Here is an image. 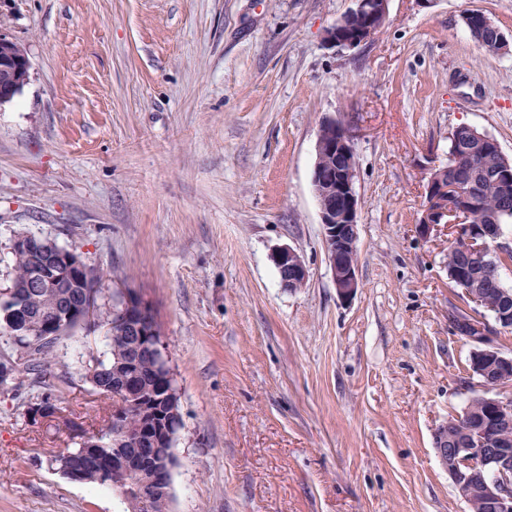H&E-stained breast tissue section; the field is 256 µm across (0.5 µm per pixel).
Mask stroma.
I'll return each instance as SVG.
<instances>
[{"instance_id":"stroma-1","label":"stroma","mask_w":512,"mask_h":512,"mask_svg":"<svg viewBox=\"0 0 512 512\" xmlns=\"http://www.w3.org/2000/svg\"><path fill=\"white\" fill-rule=\"evenodd\" d=\"M352 0H0L30 77L0 105V256L25 231L72 245L149 301L179 394L170 512H470L435 436L482 393L447 232L421 236L427 170L465 125L512 159V0H389L336 52ZM353 119L355 298L333 284L312 186L325 118ZM303 258L282 288L272 255ZM105 327L0 386V512H127L56 458L112 414L83 369ZM51 383L60 417L28 407ZM354 7L351 8L348 15H358L357 17L347 18L345 23L343 17L336 22V26L330 30L327 35V43L330 47L336 48L337 51L352 50L358 48L364 43L374 39L386 25L388 21V0H352ZM372 1L379 3L377 7H373ZM366 17L364 27L356 36H345L341 28L346 24V28L353 29L361 24ZM379 20L376 22V20ZM474 14V12H468L466 13L462 20L464 25L469 30L471 36L475 41H477L482 47H484L488 51H508L510 46L509 39L503 34V32L500 31L498 27H493L494 31V37L496 43L493 40V37L491 34H489V28L486 26L484 22H481L478 19L472 18L470 15ZM282 288H302L308 279V270L302 257L294 249L283 247L273 256Z\"/></svg>"}]
</instances>
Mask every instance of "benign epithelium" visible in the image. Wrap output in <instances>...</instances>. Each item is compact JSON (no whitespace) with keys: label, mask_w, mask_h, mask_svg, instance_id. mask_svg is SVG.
<instances>
[{"label":"benign epithelium","mask_w":512,"mask_h":512,"mask_svg":"<svg viewBox=\"0 0 512 512\" xmlns=\"http://www.w3.org/2000/svg\"><path fill=\"white\" fill-rule=\"evenodd\" d=\"M350 15L366 18L356 36H346L339 20L327 35L329 46L338 51L352 50L374 39L388 21V0H353ZM0 71L7 73L0 82V106L10 102L29 79L30 62L26 52L12 39L0 33ZM355 127L334 118L325 119L320 126L316 144V160L312 186L319 205L322 236L338 298L353 299L359 288L358 279V197L355 192L356 169L346 166L345 157L354 152ZM495 144L485 133L470 130L464 144L457 145L450 159L484 154ZM447 164L432 166L423 184L424 205L418 221L424 237L444 227L451 231L456 244L472 261L473 272L456 271L450 280L463 290L470 304L460 319L462 333L472 343L470 365L473 374L481 379L484 414L469 418L468 414L448 418V424L438 430L436 451L443 467L453 480L458 493L466 500L479 497L486 512H512V398L490 395V392L512 384V358L504 356L494 344V336L512 321L508 311L509 289H502L501 312L489 322L482 311L487 302L483 292V271L479 265L489 255L502 256L509 248L499 243L500 231L492 225L473 223L469 199L477 195L481 180L490 179L504 189L512 188V167L505 163L481 172L465 167L456 171V180H445ZM12 249L29 253L32 261L30 280L42 288H52L63 279L83 282L91 277L93 266L82 253L72 249L67 255L55 253L48 236L21 232L14 236ZM280 284L296 290L308 279L302 257L294 249L283 247L273 256ZM150 304L142 297L122 293L121 310L115 314L114 325L124 336L137 337L140 344L155 354L157 367L169 370L162 339L153 336L148 328ZM99 321L98 304L93 294L83 292L77 302L66 305L47 318L39 319L33 338L36 345L45 344L72 322ZM131 431L122 429V436L113 440L109 470L99 472L97 479L126 494L130 512H143L160 497L169 493V481L164 471L151 462L149 449L132 452L123 447ZM82 456L96 460L101 443L98 436L85 435L80 440Z\"/></svg>","instance_id":"1"}]
</instances>
